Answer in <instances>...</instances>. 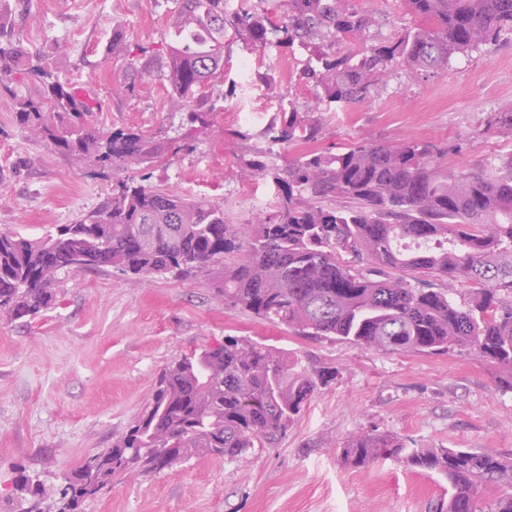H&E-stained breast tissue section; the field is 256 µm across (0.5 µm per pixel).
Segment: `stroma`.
Returning a JSON list of instances; mask_svg holds the SVG:
<instances>
[{"label": "stroma", "instance_id": "stroma-1", "mask_svg": "<svg viewBox=\"0 0 512 512\" xmlns=\"http://www.w3.org/2000/svg\"><path fill=\"white\" fill-rule=\"evenodd\" d=\"M361 4L375 19L373 40L413 23L402 0ZM171 23L167 0H0V26L77 90L90 92L101 128L133 126L178 139L180 151L154 170L152 182L219 203L236 224L260 218L239 192L241 164L268 148L264 130L274 113L291 106L314 110L325 151L415 138L443 148L438 162L450 174L481 170L512 153L511 135L484 130L487 113L512 107V39L434 75L396 69L370 104L336 112L317 107L313 84L301 76L312 48L249 49L228 30L224 75L206 92L223 114L262 118L239 128L222 115L209 134L195 136L185 113L171 109L161 80L139 79L132 98L113 93L133 76L126 58L108 55L113 28L124 29L131 44L157 46ZM284 59L293 67L286 82L279 74ZM111 191V176L75 166L50 142L31 137L11 100L0 98V231L46 237ZM54 288L50 309L28 321L0 322V512H57L65 475L130 426L158 374L228 336L293 352L339 376L315 392L276 444L249 449L239 460L195 457L150 475L129 473L81 502L78 512H428L448 488L438 476L390 459L362 468L344 463L345 442L373 427L421 448L512 455V391L498 388V368L477 355L426 356L306 338L224 307L214 276L203 272L127 277L63 270ZM24 475L45 495L24 491Z\"/></svg>", "mask_w": 512, "mask_h": 512}]
</instances>
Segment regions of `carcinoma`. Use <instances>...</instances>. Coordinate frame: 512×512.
Instances as JSON below:
<instances>
[{
    "mask_svg": "<svg viewBox=\"0 0 512 512\" xmlns=\"http://www.w3.org/2000/svg\"><path fill=\"white\" fill-rule=\"evenodd\" d=\"M413 26L361 53L374 18L356 0H282L273 22L251 0H171L173 32L164 50L135 46L139 76L164 81L173 110L193 131L214 123L205 85L224 72V30L256 48L271 37L290 47L319 45L304 75L319 105L345 110L368 104L398 67L433 73L452 59L512 35V0H403ZM38 77L39 100L14 84ZM0 97L13 100L31 135L74 164L110 169L112 195L57 235L31 239L0 232V320L35 318L54 301L58 271L113 269L124 275L190 274L227 255L217 296L224 306L285 325L304 336H334L375 350L444 355L459 349L497 365L512 391V153L479 173L446 175L440 150L415 139L356 143L337 153L316 148L320 122L291 107L265 133L310 148L284 166L260 159L241 165L245 178L271 179L277 211L255 224H233L224 207L189 198L149 177L119 173L159 166L180 149L134 128L104 132L98 106L78 97L40 57L0 32ZM488 131L512 134V108L491 112ZM425 243L403 251L398 241ZM474 285L469 301L457 283ZM333 368H310L277 348L227 336L224 344L168 365L135 421L112 446L85 459L60 489L59 512L99 494L132 471L149 474L193 457L236 459L274 444L299 418ZM355 467L392 459L448 482L433 512H512V457L474 449L418 448L370 429L344 444Z\"/></svg>",
    "mask_w": 512,
    "mask_h": 512,
    "instance_id": "cac0c4a2",
    "label": "carcinoma"
}]
</instances>
